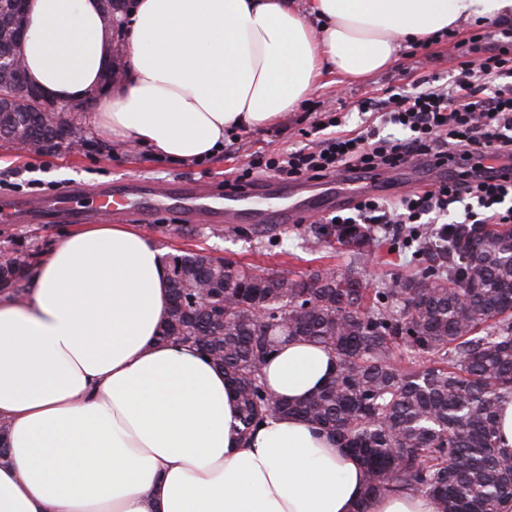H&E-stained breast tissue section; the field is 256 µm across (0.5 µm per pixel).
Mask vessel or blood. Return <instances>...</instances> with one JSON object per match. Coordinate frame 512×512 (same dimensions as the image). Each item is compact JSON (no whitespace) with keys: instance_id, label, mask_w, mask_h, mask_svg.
<instances>
[{"instance_id":"1","label":"vessel or blood","mask_w":512,"mask_h":512,"mask_svg":"<svg viewBox=\"0 0 512 512\" xmlns=\"http://www.w3.org/2000/svg\"><path fill=\"white\" fill-rule=\"evenodd\" d=\"M387 179L384 173L369 183L350 176L341 179L330 177L317 183L310 196V204L279 208L264 205L265 191L259 187L247 196H223L194 181L117 182L93 192L85 186L72 185L46 197L2 199L0 220L15 224H80L90 220L94 213L109 211L118 217L134 213L140 221L147 223L155 205L163 204L189 219L202 214L211 223L229 228L245 221L263 228L291 224L300 217L317 214L356 194L378 191Z\"/></svg>"}]
</instances>
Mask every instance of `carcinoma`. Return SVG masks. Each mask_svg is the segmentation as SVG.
<instances>
[{"instance_id":"carcinoma-1","label":"carcinoma","mask_w":512,"mask_h":512,"mask_svg":"<svg viewBox=\"0 0 512 512\" xmlns=\"http://www.w3.org/2000/svg\"><path fill=\"white\" fill-rule=\"evenodd\" d=\"M0 0V53L21 52ZM77 126L69 112H8L0 141L36 151ZM372 224H312L305 242L341 246L344 269L302 275L240 268L219 277L202 250L172 255L171 302L160 332L199 350L235 387L242 432L279 414L313 422L358 456L368 493L408 486L440 512H512V454L497 446L495 409L512 393V225L455 224L425 231L418 270L380 288L361 272L378 241ZM34 254L0 255V287L26 294ZM326 349L328 382L289 402L261 367L281 338Z\"/></svg>"}]
</instances>
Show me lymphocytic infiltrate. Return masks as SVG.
Instances as JSON below:
<instances>
[{"mask_svg":"<svg viewBox=\"0 0 512 512\" xmlns=\"http://www.w3.org/2000/svg\"><path fill=\"white\" fill-rule=\"evenodd\" d=\"M457 62L449 80L420 78L386 98L359 100L365 118L347 129L344 114L325 109L315 121L321 136L285 154L250 159L234 179L249 184L256 169L280 178L321 179L339 172L393 169L413 159L429 168L449 166L431 189L410 191L395 202L362 197L353 218L336 224L432 226L447 235L443 217L458 208L461 224L512 223V27L482 31L452 43Z\"/></svg>","mask_w":512,"mask_h":512,"instance_id":"1","label":"lymphocytic infiltrate"}]
</instances>
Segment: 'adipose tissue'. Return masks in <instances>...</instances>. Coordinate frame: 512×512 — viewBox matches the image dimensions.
<instances>
[{
	"mask_svg": "<svg viewBox=\"0 0 512 512\" xmlns=\"http://www.w3.org/2000/svg\"><path fill=\"white\" fill-rule=\"evenodd\" d=\"M121 21L115 42L101 0H31L30 81L78 101L121 52L123 81L89 126L192 161L297 111L323 74L360 81L394 66L401 44L512 24V0H129ZM168 306L162 253L127 224L68 232L24 300L0 293V512H439L403 487L367 497L361 460L314 423L272 416L241 435L223 372L160 340ZM335 367L293 341L261 374L296 402Z\"/></svg>",
	"mask_w": 512,
	"mask_h": 512,
	"instance_id": "adipose-tissue-1",
	"label": "adipose tissue"
}]
</instances>
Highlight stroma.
Segmentation results:
<instances>
[{"mask_svg": "<svg viewBox=\"0 0 512 512\" xmlns=\"http://www.w3.org/2000/svg\"><path fill=\"white\" fill-rule=\"evenodd\" d=\"M455 67L448 44L442 41L429 49L417 50L413 57L402 58L396 67L360 83L336 84L323 80L299 111L288 113L280 123L262 129L235 131L225 136V146L217 155L196 162L173 161L146 148L120 147L87 130L81 133L83 147L76 153L64 146L39 152L15 145L0 146V197L45 195L72 184L96 186L117 180H193L219 191L225 180L234 179L250 155L285 153L304 145V132L311 129L323 105L350 107L348 123L354 126L362 120L361 113L352 109L357 100L384 96L389 88L409 86L423 76L448 79ZM147 229L168 255L202 248L239 266L258 271L283 268L297 274L321 266L341 269L346 265L342 251L305 246L304 227L300 224L289 225L284 233L258 237L245 236L235 227L216 238L204 224L186 221L182 214L160 206ZM64 230L61 224L0 223V250L22 243L43 252ZM364 269L377 287L414 272L410 250L395 249L385 238L371 249Z\"/></svg>", "mask_w": 512, "mask_h": 512, "instance_id": "1", "label": "stroma"}]
</instances>
